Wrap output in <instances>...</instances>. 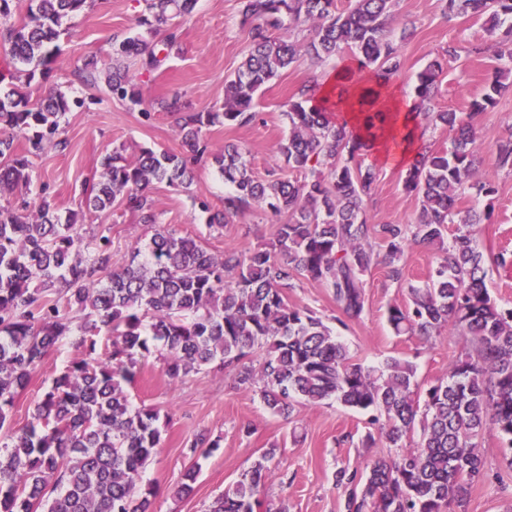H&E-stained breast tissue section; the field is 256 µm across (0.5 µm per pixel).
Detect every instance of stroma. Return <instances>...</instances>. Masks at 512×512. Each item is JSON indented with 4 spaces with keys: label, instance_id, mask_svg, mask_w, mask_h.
Returning a JSON list of instances; mask_svg holds the SVG:
<instances>
[{
    "label": "stroma",
    "instance_id": "1",
    "mask_svg": "<svg viewBox=\"0 0 512 512\" xmlns=\"http://www.w3.org/2000/svg\"><path fill=\"white\" fill-rule=\"evenodd\" d=\"M144 8L143 0H95L92 7L72 18L57 42L53 73L45 86L53 91L99 97L90 110H74L61 122L65 149L46 147L34 162L36 184L47 185L59 208H84L87 180L100 168V160L116 148H124L128 160H136L140 148L155 147L181 152L178 126L183 113L218 109L224 102V82L239 67L248 51V40L240 25L239 0H198L192 16L182 24L180 53L171 55L165 66L145 73L138 61H130V72L154 116L142 122L137 111L108 97L105 87L88 88L75 72L91 58L104 64L109 60L113 39L126 36L136 26ZM392 13L411 32L404 48L405 65L397 82V98L411 100L418 72L456 40L474 41L483 33L477 18H449L443 0H393ZM341 64L340 59L305 61L267 84L256 106V119L246 125L211 126L206 136L213 149L237 143L248 152L256 177L268 170L284 168L278 152L288 129L283 115L288 99L306 83L327 77ZM491 59L484 56L449 63L441 77L436 104L440 109L464 111L482 89L490 74ZM180 95L181 110L166 109L173 95ZM512 133V87L497 106L485 112L477 127L479 169L493 176V221L474 225L476 243L485 256L512 251V172L499 169L498 142ZM405 168L399 163L379 167L375 195L367 203L373 224H410L419 209L415 197L403 188ZM150 195L164 223L181 234L204 239L208 249L223 253L225 246L249 251L269 243L276 229L274 218L252 209L233 218L223 230L210 231L200 213L198 201L221 206L224 181L215 168L201 167L190 189L153 185ZM108 229L112 238L113 264L125 265L144 230L132 215L86 216L83 233L92 237ZM405 282L396 284L386 277L384 267L367 276L365 317L343 331L342 339L351 355L368 365H380L397 357L411 361L422 385L445 377L453 361L469 351V337L443 330L424 343L417 337L395 335L387 323V309L405 304L409 286L424 284L434 265V255L423 248L409 249L404 257ZM291 303L314 310L324 320L337 314L336 304L326 288L299 280L289 290ZM77 353L69 341H62L45 358L28 387L16 399L13 420L25 425L45 382L55 376ZM135 404L161 407L171 415L162 446L144 474L155 491V512H206L210 502L235 481L266 448H276L275 462L283 480L273 483L268 497L273 506L288 512H341L340 492L334 485L336 471L355 468L368 458L361 441L370 426L366 415L338 404L301 409L291 421L269 413L259 397L234 387L231 374L211 368L184 381L170 380L156 359H148L141 377L131 391ZM220 437L219 451L200 458V476L190 497H177L176 488L189 460L185 442L198 432ZM479 454L483 475L472 489L466 512H512V450L504 448L495 434H486Z\"/></svg>",
    "mask_w": 512,
    "mask_h": 512
}]
</instances>
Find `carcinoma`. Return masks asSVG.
<instances>
[{"mask_svg":"<svg viewBox=\"0 0 512 512\" xmlns=\"http://www.w3.org/2000/svg\"><path fill=\"white\" fill-rule=\"evenodd\" d=\"M136 26L164 24L161 44L141 33L112 42L106 72L89 60L78 70L88 86L103 81L113 99L139 108L140 90L126 59L157 71L181 50L173 20L190 16L197 0H144ZM392 0H240L248 55L224 85L215 112H194L180 125L183 152L144 147L130 162L119 149L105 155L89 186L86 207L97 215L119 205L133 213L150 238L130 260L112 268V242L100 235L83 244L84 215L61 213L34 186L30 156L46 144H64L61 120L73 108H90L95 96L52 92L33 98L46 80L54 43L66 20L87 0H29L27 15L10 22L12 0H0V48L15 64V80L0 92V195L35 196L0 206V512H151L153 488L142 474L161 447L170 421L157 406L133 404L130 388L151 356L176 381L214 362L234 375L237 388L255 392L272 414L290 419L298 409L336 402L369 415L385 449L362 468H341L346 512H450L465 510L469 490L482 475L478 448L493 432L512 449V308H500L485 286V259L468 227L491 221L484 211H462L467 196L493 200L494 180L478 173L476 128L495 107L512 75V0H446L448 14L484 19V36L467 46L448 44L417 76L412 103L400 108L392 88L404 66L407 27L396 28ZM307 32L297 39L276 31ZM493 51L497 65L467 112L436 109L440 78L460 52ZM346 58L326 88L304 84L288 101V137L279 152L288 174L256 178L246 149L224 144L213 152L205 137L215 124L254 120L258 94L282 72L305 60ZM448 131L450 147L423 143L430 127ZM27 144L19 150L17 136ZM382 138L416 151L404 188L420 210L412 225L370 224L365 204L379 170L365 163ZM501 169L512 171V137L497 145ZM210 160L228 190L224 206L205 201L207 227L256 206L281 217L272 243L252 251L210 252L198 237L162 222L149 189L153 184L188 188L193 164ZM460 224L448 240V225ZM382 243L374 251L371 240ZM413 247L433 248L436 266L422 287L408 288L409 303L392 305L387 321L398 335L427 342L451 329L470 337L471 352L455 360L446 377L427 388L416 367L391 357L378 366L354 359L340 335L309 308L288 302V289L305 278L331 291L344 327L366 311V276L382 264L388 277L404 279L403 259ZM69 340L80 352L43 391L31 420L12 422L19 394L56 344ZM261 351L260 366L253 356ZM417 435L412 447L404 438ZM221 447L206 431L185 443L190 464L177 489L190 496L196 458ZM277 449L266 448L207 512H263L276 478Z\"/></svg>","mask_w":512,"mask_h":512,"instance_id":"cac0c4a2","label":"carcinoma"}]
</instances>
